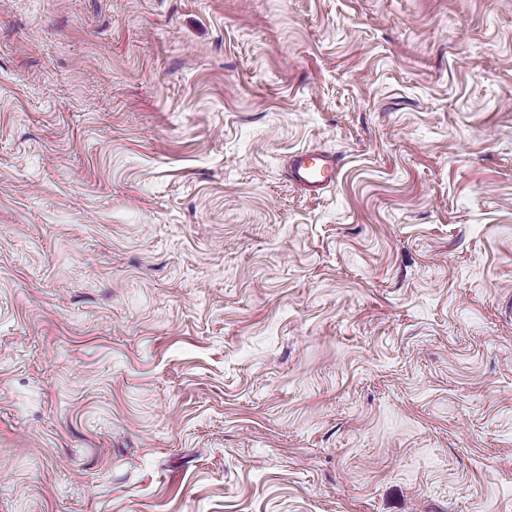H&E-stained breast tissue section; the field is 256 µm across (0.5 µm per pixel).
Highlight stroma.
Wrapping results in <instances>:
<instances>
[{
  "label": "stroma",
  "mask_w": 512,
  "mask_h": 512,
  "mask_svg": "<svg viewBox=\"0 0 512 512\" xmlns=\"http://www.w3.org/2000/svg\"><path fill=\"white\" fill-rule=\"evenodd\" d=\"M0 512H512V0H0ZM289 177L310 195H319L336 179V156L327 152L301 151L290 156Z\"/></svg>",
  "instance_id": "stroma-1"
}]
</instances>
